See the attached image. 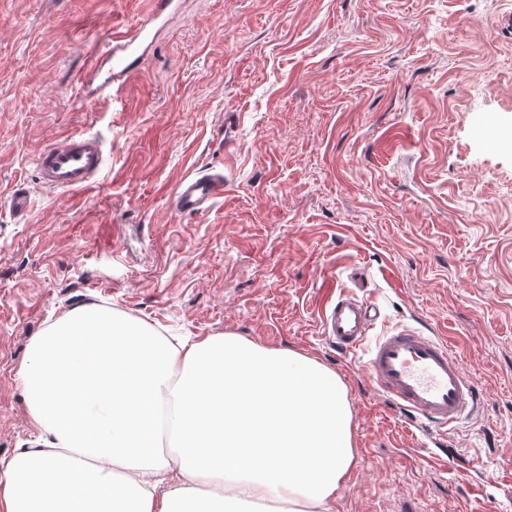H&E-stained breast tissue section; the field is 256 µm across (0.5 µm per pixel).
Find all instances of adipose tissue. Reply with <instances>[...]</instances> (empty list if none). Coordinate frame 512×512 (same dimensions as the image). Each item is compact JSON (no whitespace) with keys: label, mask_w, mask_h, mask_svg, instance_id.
Returning <instances> with one entry per match:
<instances>
[{"label":"adipose tissue","mask_w":512,"mask_h":512,"mask_svg":"<svg viewBox=\"0 0 512 512\" xmlns=\"http://www.w3.org/2000/svg\"><path fill=\"white\" fill-rule=\"evenodd\" d=\"M18 376L43 440L0 460V512H332L356 465L336 373L232 334L174 344L89 304L32 338Z\"/></svg>","instance_id":"adipose-tissue-1"}]
</instances>
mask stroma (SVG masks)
I'll return each mask as SVG.
<instances>
[{"label": "stroma", "instance_id": "stroma-1", "mask_svg": "<svg viewBox=\"0 0 512 512\" xmlns=\"http://www.w3.org/2000/svg\"><path fill=\"white\" fill-rule=\"evenodd\" d=\"M511 16L512 0H180L91 100L80 76L133 0H0V196L32 197L23 217L0 203V458L36 438L32 338L96 303L335 371L358 462L333 512H512ZM80 133L108 150L93 187L39 185L40 149ZM214 170L223 199L173 213L175 185ZM339 289L374 299L381 328L446 339L479 384L446 443L324 341Z\"/></svg>", "mask_w": 512, "mask_h": 512}]
</instances>
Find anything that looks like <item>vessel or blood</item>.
<instances>
[{"mask_svg":"<svg viewBox=\"0 0 512 512\" xmlns=\"http://www.w3.org/2000/svg\"><path fill=\"white\" fill-rule=\"evenodd\" d=\"M133 26L113 29L102 53L93 55L83 85L104 92L127 81L133 62L153 43L157 32L179 8V0H137ZM104 162L99 139L73 135L40 150L36 167L42 187L77 192L92 187ZM224 195V176L200 173L180 180L170 196L175 214H201ZM378 305L350 292H339L320 312L325 339L338 352L365 354V370L374 391L386 397L430 437L447 435L480 405L477 382L462 367L447 341L424 330L398 326L381 335L372 329Z\"/></svg>","mask_w":512,"mask_h":512,"instance_id":"vessel-or-blood-1","label":"vessel or blood"}]
</instances>
